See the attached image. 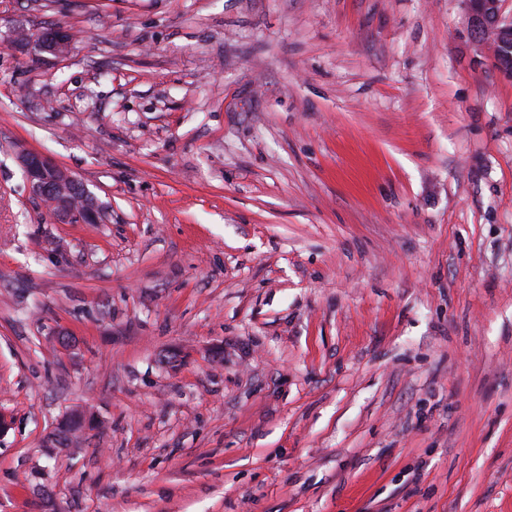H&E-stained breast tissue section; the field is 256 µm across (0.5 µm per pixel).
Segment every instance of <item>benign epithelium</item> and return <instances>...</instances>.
I'll list each match as a JSON object with an SVG mask.
<instances>
[{
	"label": "benign epithelium",
	"mask_w": 512,
	"mask_h": 512,
	"mask_svg": "<svg viewBox=\"0 0 512 512\" xmlns=\"http://www.w3.org/2000/svg\"><path fill=\"white\" fill-rule=\"evenodd\" d=\"M468 25L463 37L483 46L491 65L504 77L512 70L501 65L506 53H512V21L503 18L505 0H464ZM48 39L45 32L25 29L15 31L13 47L21 53L42 57H61L70 51L74 34L64 28L54 29ZM32 199L48 205L53 221L60 224H97L102 210L97 199L76 176L39 152L22 149L17 154Z\"/></svg>",
	"instance_id": "obj_1"
}]
</instances>
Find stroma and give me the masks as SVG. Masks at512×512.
<instances>
[{
  "label": "stroma",
  "mask_w": 512,
  "mask_h": 512,
  "mask_svg": "<svg viewBox=\"0 0 512 512\" xmlns=\"http://www.w3.org/2000/svg\"><path fill=\"white\" fill-rule=\"evenodd\" d=\"M467 23L0 0V512H512V80ZM53 31L55 36L50 40L44 31L33 33L23 28L18 29L15 31L11 43L16 50L32 57L65 56L73 45L74 34L61 27L53 28ZM16 159L30 196L48 205L53 221L60 224L100 222L102 210L97 199L76 176L33 150H20Z\"/></svg>",
  "instance_id": "stroma-1"
}]
</instances>
